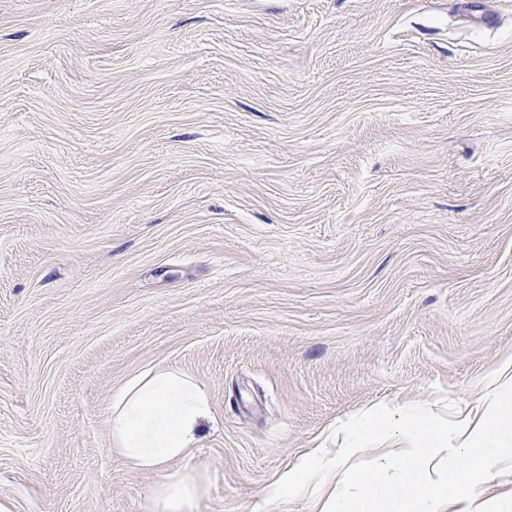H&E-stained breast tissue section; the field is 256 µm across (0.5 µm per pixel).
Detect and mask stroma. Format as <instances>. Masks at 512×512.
<instances>
[{"label": "stroma", "mask_w": 512, "mask_h": 512, "mask_svg": "<svg viewBox=\"0 0 512 512\" xmlns=\"http://www.w3.org/2000/svg\"><path fill=\"white\" fill-rule=\"evenodd\" d=\"M512 356V0H0V502L151 512L131 373L215 421L200 512Z\"/></svg>", "instance_id": "35a3bbf8"}]
</instances>
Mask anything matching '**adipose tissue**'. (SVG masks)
<instances>
[{
    "mask_svg": "<svg viewBox=\"0 0 512 512\" xmlns=\"http://www.w3.org/2000/svg\"><path fill=\"white\" fill-rule=\"evenodd\" d=\"M479 412L447 422L421 403H380L345 421L336 458L308 450L264 490L271 512H288L306 497L311 512H477L484 477L512 456V359L489 375ZM214 412L205 387L178 370L146 369L113 391L107 413L112 454L131 468L158 475L153 512H196L202 490L189 473L173 470L197 447ZM385 439L396 455L347 470L353 451Z\"/></svg>",
    "mask_w": 512,
    "mask_h": 512,
    "instance_id": "adipose-tissue-1",
    "label": "adipose tissue"
}]
</instances>
